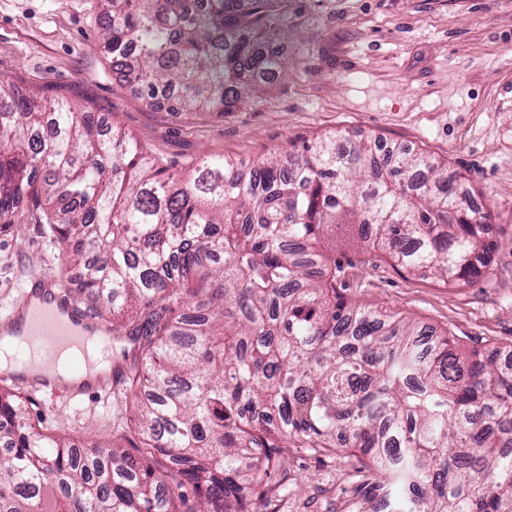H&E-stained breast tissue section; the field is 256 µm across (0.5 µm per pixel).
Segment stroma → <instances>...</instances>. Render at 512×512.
Listing matches in <instances>:
<instances>
[{
	"mask_svg": "<svg viewBox=\"0 0 512 512\" xmlns=\"http://www.w3.org/2000/svg\"><path fill=\"white\" fill-rule=\"evenodd\" d=\"M97 0H0V81L20 96L64 97L187 173L207 155L252 164L337 133L419 151L462 177L491 210L488 272L446 286L382 252L336 253V288L446 332L465 349L512 351V0H288L266 50L284 67L229 112H171L112 77ZM62 246L39 224L0 233V308L33 273L65 279ZM123 394L28 409L63 437L137 442ZM380 480L349 451L289 449L254 512H373Z\"/></svg>",
	"mask_w": 512,
	"mask_h": 512,
	"instance_id": "1",
	"label": "stroma"
}]
</instances>
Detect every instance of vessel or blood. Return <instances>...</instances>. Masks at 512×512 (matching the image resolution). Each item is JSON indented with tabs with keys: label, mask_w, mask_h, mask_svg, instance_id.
Returning <instances> with one entry per match:
<instances>
[{
	"label": "vessel or blood",
	"mask_w": 512,
	"mask_h": 512,
	"mask_svg": "<svg viewBox=\"0 0 512 512\" xmlns=\"http://www.w3.org/2000/svg\"><path fill=\"white\" fill-rule=\"evenodd\" d=\"M54 277L35 274L9 317L16 333L0 335V347L14 349L4 378L71 400L122 389L124 378L110 372L112 335L72 298L55 289Z\"/></svg>",
	"instance_id": "b4317fda"
}]
</instances>
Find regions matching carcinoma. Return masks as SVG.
<instances>
[{"label":"carcinoma","instance_id":"cac0c4a2","mask_svg":"<svg viewBox=\"0 0 512 512\" xmlns=\"http://www.w3.org/2000/svg\"><path fill=\"white\" fill-rule=\"evenodd\" d=\"M99 2L112 71L150 105L229 112L285 64L258 49L274 0ZM341 140L178 176L94 113L0 83V230L64 244L82 281L63 294L109 322L140 436L85 451L0 382V512H252L290 448L357 450L389 512H512V360L346 300L322 249L337 235L466 285L490 213L423 153Z\"/></svg>","mask_w":512,"mask_h":512}]
</instances>
